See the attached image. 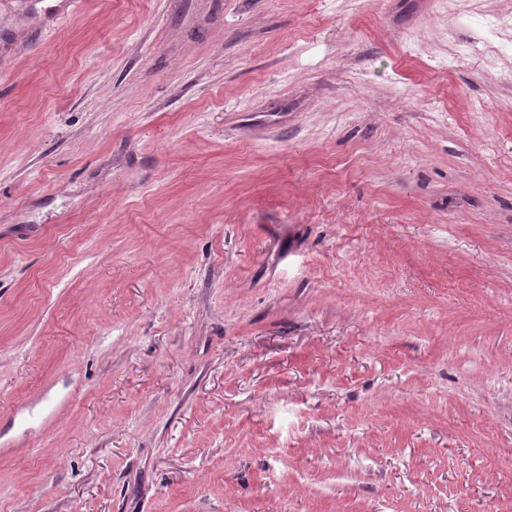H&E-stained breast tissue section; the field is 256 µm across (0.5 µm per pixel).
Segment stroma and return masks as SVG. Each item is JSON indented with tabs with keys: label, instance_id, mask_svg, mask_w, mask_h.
I'll return each mask as SVG.
<instances>
[{
	"label": "stroma",
	"instance_id": "obj_1",
	"mask_svg": "<svg viewBox=\"0 0 512 512\" xmlns=\"http://www.w3.org/2000/svg\"><path fill=\"white\" fill-rule=\"evenodd\" d=\"M0 512H512V0H0Z\"/></svg>",
	"mask_w": 512,
	"mask_h": 512
}]
</instances>
